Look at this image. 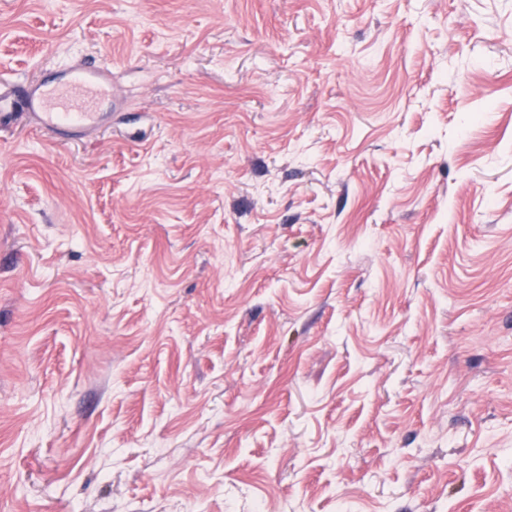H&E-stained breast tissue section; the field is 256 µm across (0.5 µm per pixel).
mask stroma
<instances>
[{
	"label": "stroma",
	"mask_w": 512,
	"mask_h": 512,
	"mask_svg": "<svg viewBox=\"0 0 512 512\" xmlns=\"http://www.w3.org/2000/svg\"><path fill=\"white\" fill-rule=\"evenodd\" d=\"M0 512H512V0H0ZM105 71L102 66H65L48 81L44 78L35 85H25L16 96L6 97L0 93V126L14 115H27L38 121V129L59 135H80L86 129L98 125L103 120L101 112L86 107L57 108L51 103L46 90L52 86L54 92L79 94L91 90L101 93L109 90L105 84ZM19 109L22 112H8Z\"/></svg>",
	"instance_id": "1"
}]
</instances>
